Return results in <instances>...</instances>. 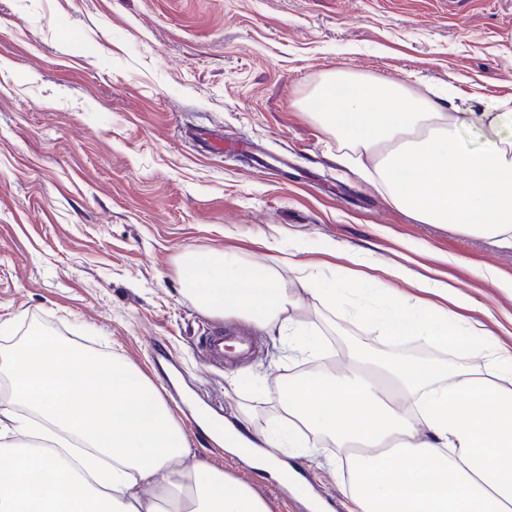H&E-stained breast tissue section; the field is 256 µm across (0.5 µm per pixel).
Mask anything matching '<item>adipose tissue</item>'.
I'll return each instance as SVG.
<instances>
[{"instance_id":"ef3b65f1","label":"adipose tissue","mask_w":512,"mask_h":512,"mask_svg":"<svg viewBox=\"0 0 512 512\" xmlns=\"http://www.w3.org/2000/svg\"><path fill=\"white\" fill-rule=\"evenodd\" d=\"M304 112L335 138L344 159H372L390 203L423 224H450L512 247V108L444 112L399 83L343 69L325 74ZM482 127L464 146L457 130ZM180 276L206 313L237 316L316 353L309 328L293 321L299 299L272 267L246 271L221 252H187ZM439 303L425 301V294ZM374 322L390 336L444 348L478 349L497 372L487 378L437 362L387 360L350 349L340 370L289 382L278 420L249 431L226 421V446L261 470L285 449L321 453L323 440L361 448L347 463V512H512V349L478 321L458 324L471 301L429 279L411 292L375 289ZM0 401V440L36 439L33 453L0 469V512H271L230 473L202 463L177 468L190 448L167 404L130 365L33 329L17 345ZM151 499H143L144 491Z\"/></svg>"}]
</instances>
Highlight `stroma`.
Listing matches in <instances>:
<instances>
[{
    "mask_svg": "<svg viewBox=\"0 0 512 512\" xmlns=\"http://www.w3.org/2000/svg\"><path fill=\"white\" fill-rule=\"evenodd\" d=\"M336 69L447 96L452 112L512 103V0H0V381L36 327L126 361L160 394L168 347L186 392L224 416L249 408L258 430L294 377L345 366L349 341L489 375L484 355L356 316L369 281L401 287L402 265L477 302L474 318L493 316L512 347V296L482 275L512 278V249L414 220L337 161L335 138L297 107ZM189 251L275 267L319 354L282 355L253 324L201 311L179 278ZM298 260L346 280L348 305L331 312L302 292ZM217 329L250 352L208 362L202 340ZM185 436L182 467L206 462L272 512H305L273 473ZM293 466L346 512L342 478Z\"/></svg>",
    "mask_w": 512,
    "mask_h": 512,
    "instance_id": "35a3bbf8",
    "label": "stroma"
}]
</instances>
